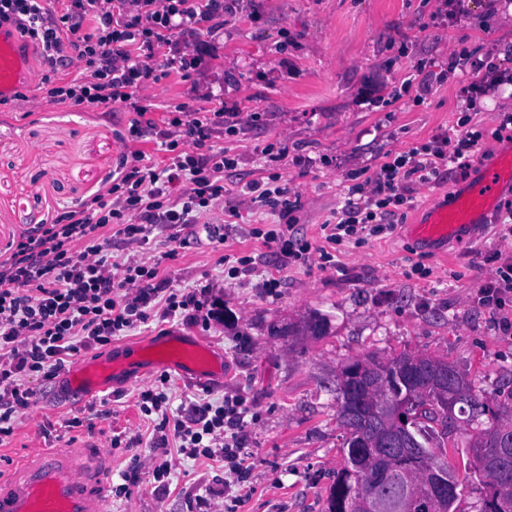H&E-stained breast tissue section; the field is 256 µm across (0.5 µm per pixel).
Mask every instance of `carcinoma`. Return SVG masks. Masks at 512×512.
I'll return each mask as SVG.
<instances>
[{"instance_id": "1", "label": "carcinoma", "mask_w": 512, "mask_h": 512, "mask_svg": "<svg viewBox=\"0 0 512 512\" xmlns=\"http://www.w3.org/2000/svg\"><path fill=\"white\" fill-rule=\"evenodd\" d=\"M409 357L411 354L403 352L390 358L355 359L342 368V374L347 381L372 389L374 398L362 406L369 415L382 414L385 401L411 407L444 400L451 412L469 408V421L476 423L469 443L471 474L484 490L479 512H512V460L502 470L494 467L501 456L499 435L512 434V404L494 401L452 363L448 364L452 374L445 385L404 376L399 365ZM356 409L346 393L339 391L336 422L344 433L353 428L360 436L345 438V466L329 488L325 512H363L362 501L368 496L386 498L393 505L391 512H451L458 494L447 499L435 497L427 485L429 473L440 464L431 447L441 439V432L432 425L433 416L410 429L419 447L389 450L378 447L374 435L362 425L351 423L348 414ZM484 415L488 416L486 422L480 420Z\"/></svg>"}]
</instances>
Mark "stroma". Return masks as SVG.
Wrapping results in <instances>:
<instances>
[{"instance_id":"1","label":"stroma","mask_w":512,"mask_h":512,"mask_svg":"<svg viewBox=\"0 0 512 512\" xmlns=\"http://www.w3.org/2000/svg\"><path fill=\"white\" fill-rule=\"evenodd\" d=\"M456 23L434 27L440 0H246L240 19L225 25L216 56L204 74L181 81L171 76L149 84V116L164 120L163 107L196 106L194 87L220 99L241 101L263 120L224 139L238 155L226 182L244 188L266 175V145L284 140L289 158L276 171L301 207L292 233L307 242L305 261L288 259L278 244L257 238L278 224L277 214L257 211L233 219L215 208L211 220L188 226L172 245L164 228L148 244L114 239L111 256L161 261L173 286H209L224 301L223 323L209 330L177 319L154 318L114 337L111 344L81 351V358L117 352L125 341L180 331L203 337L224 354L222 382L193 386L173 375L170 412L181 415L195 402H222L240 395L255 415L248 426L252 495L234 512H324L328 489L344 464L343 431L336 423V387L344 365L369 354L401 352L448 360L501 403L512 402V305L495 310L478 300L495 274L484 263L493 252L512 257V235L493 218L448 244L447 258L409 239L404 225L377 237L326 243L322 224L340 210L350 175L373 173L387 152H402L436 134H461L457 124L458 72L450 54L465 45L473 57L512 49V0H466ZM427 58L434 71H447L422 102L393 100L410 61ZM36 60L22 99L0 104V250L53 214L83 205L119 163L118 134L129 113L91 105L68 108L47 97ZM377 84L383 104H358L365 83ZM39 195H32V186ZM334 257L325 264L321 251ZM249 264L229 278L224 257ZM279 286L268 290L265 281ZM327 323L324 335L299 333L311 316ZM151 378L117 381L86 399L67 396L60 379L35 380L36 400L17 419L0 457L17 461L34 448H65L86 438L109 444L113 433L143 435V443L113 451L108 512H189L206 496L212 512L224 508V488L215 482L222 465L170 452L169 485L141 472L122 495L123 470L148 460L154 447L137 405ZM78 427H67L71 418ZM470 429L459 423L448 440V463L463 482L454 512H477L480 486L470 477Z\"/></svg>"}]
</instances>
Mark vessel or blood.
Instances as JSON below:
<instances>
[{
	"label": "vessel or blood",
	"instance_id": "b4317fda",
	"mask_svg": "<svg viewBox=\"0 0 512 512\" xmlns=\"http://www.w3.org/2000/svg\"><path fill=\"white\" fill-rule=\"evenodd\" d=\"M33 60L20 31L0 32V100H12L30 82ZM512 183V153L480 168L473 185L451 201L430 207L410 225L412 237L454 242L458 233L492 210L504 185ZM172 369L194 383L223 379L224 358L207 341L181 332L124 344L112 359L79 360L65 376L72 394L90 397L116 380H133L155 369ZM112 478L110 452L94 442L78 448L40 449L8 473L0 474V512H106Z\"/></svg>",
	"mask_w": 512,
	"mask_h": 512
}]
</instances>
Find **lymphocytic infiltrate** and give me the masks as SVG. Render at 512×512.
<instances>
[{
  "mask_svg": "<svg viewBox=\"0 0 512 512\" xmlns=\"http://www.w3.org/2000/svg\"><path fill=\"white\" fill-rule=\"evenodd\" d=\"M240 12V0H0L1 29L21 30L51 70L74 68L75 77L49 88L54 102L133 111L120 143L153 135L167 154L161 165L139 150L121 155L110 182L90 202L58 213L0 252V446L33 403L30 377L57 376L69 356L109 345L121 332L148 323L155 307L167 318L186 312L189 321L204 327L221 319L222 300L208 302L171 287L160 262L112 261L106 250L117 236L145 242L159 225L179 240L185 226L232 195L224 172L236 159L217 140L234 132L239 103L215 107L212 93L204 92L199 108L175 105L161 130L148 118L140 92L173 73L189 80L213 59L214 37ZM160 54L166 63L159 71L153 60ZM504 85L512 86L511 69L476 64L458 85L461 111H482L483 98ZM485 136L482 129L453 138L438 135L408 151L388 153L372 177L348 187L336 223L323 226L328 242L342 241L361 227L377 235L383 226L402 223L417 186L440 184L467 168ZM278 180L273 173L250 183L242 193L244 208L277 213L282 224L264 240L299 260L309 251L291 235L299 203ZM241 209L230 208L228 214L239 216ZM170 382L169 374H160L156 387L138 394L141 412L160 417L153 426L158 444H174L192 459L223 461L224 496L241 502L250 491L244 401L195 403L173 418Z\"/></svg>",
  "mask_w": 512,
  "mask_h": 512,
  "instance_id": "obj_1",
  "label": "lymphocytic infiltrate"
}]
</instances>
